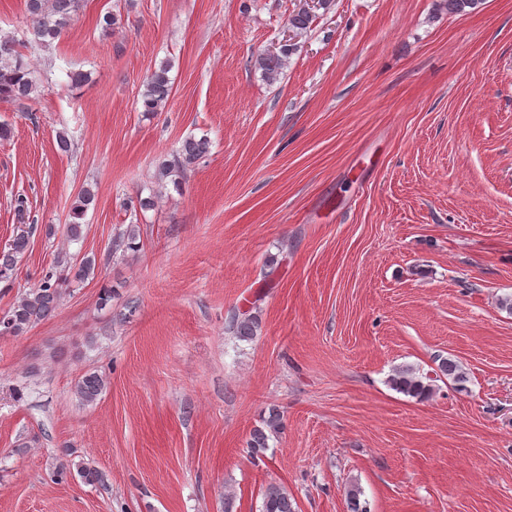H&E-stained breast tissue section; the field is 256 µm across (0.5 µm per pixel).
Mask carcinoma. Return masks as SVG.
<instances>
[{"label":"carcinoma","instance_id":"1","mask_svg":"<svg viewBox=\"0 0 512 512\" xmlns=\"http://www.w3.org/2000/svg\"><path fill=\"white\" fill-rule=\"evenodd\" d=\"M480 0H440L438 8L450 14H465L468 10L478 7ZM81 0H25V12L33 30L41 42L50 44L59 39L67 30L72 17L80 9ZM296 51L293 44H283L276 53L261 54L255 64L262 71L267 81L274 83L279 80L289 57ZM171 84L169 67L160 66L147 78L146 89L142 94L141 106L145 112H157L165 107L170 95ZM36 87L30 78V63L16 49L14 41L8 37H0V100H8L21 106L31 99ZM209 151V141L188 138L183 141L173 158L161 162V176L165 177L173 171L185 172ZM95 193L86 188L73 207L71 221L67 224L66 234L72 240L83 235L81 219L90 205L94 203ZM29 243V233L21 231L10 244L7 251L0 252V279L8 277L13 270L16 257L23 254ZM96 260L93 256H84L71 266L72 277L83 280L95 271ZM67 278L63 277L58 266L51 265L43 271L38 284L21 296L10 309L0 317V335L18 336L29 328L50 317L61 301L63 285ZM233 332L243 340H250L259 330L258 318L244 312L238 315L232 324ZM439 364L435 374L448 376L457 382L464 381L459 366L449 358H438ZM391 386L411 397L426 399L433 393L430 377L417 374L409 367L394 370L390 378ZM106 386V380L97 372H87L77 381L75 392L85 403L97 400ZM282 428V417L276 410L263 420V426L252 431L249 448L255 455L268 448L269 435ZM77 475L88 485H101L105 475L99 469L85 463L76 465ZM260 512H295L288 491L283 487L270 484L262 494Z\"/></svg>","mask_w":512,"mask_h":512}]
</instances>
